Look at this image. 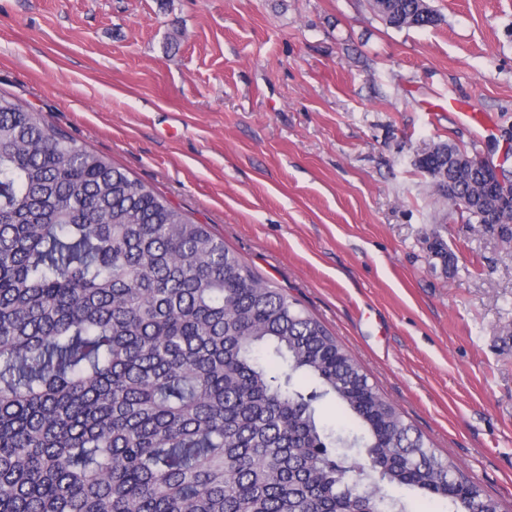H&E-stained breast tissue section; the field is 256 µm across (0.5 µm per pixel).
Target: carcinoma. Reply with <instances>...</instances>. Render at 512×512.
<instances>
[{"mask_svg": "<svg viewBox=\"0 0 512 512\" xmlns=\"http://www.w3.org/2000/svg\"><path fill=\"white\" fill-rule=\"evenodd\" d=\"M467 156L417 167L485 228ZM389 487L502 512L209 225L0 93V512H409Z\"/></svg>", "mask_w": 512, "mask_h": 512, "instance_id": "cac0c4a2", "label": "carcinoma"}]
</instances>
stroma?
Listing matches in <instances>:
<instances>
[{"label":"stroma","instance_id":"35a3bbf8","mask_svg":"<svg viewBox=\"0 0 512 512\" xmlns=\"http://www.w3.org/2000/svg\"><path fill=\"white\" fill-rule=\"evenodd\" d=\"M429 3L399 30L368 0H0V93L209 225L512 512V242L416 166L512 172V0Z\"/></svg>","mask_w":512,"mask_h":512}]
</instances>
